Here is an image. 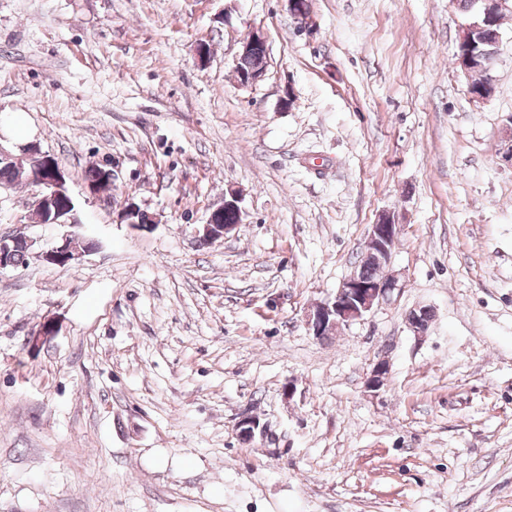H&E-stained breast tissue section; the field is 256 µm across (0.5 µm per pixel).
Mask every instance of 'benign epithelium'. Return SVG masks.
I'll return each instance as SVG.
<instances>
[{
  "label": "benign epithelium",
  "instance_id": "obj_1",
  "mask_svg": "<svg viewBox=\"0 0 512 512\" xmlns=\"http://www.w3.org/2000/svg\"><path fill=\"white\" fill-rule=\"evenodd\" d=\"M492 8L485 12V23H497L498 16L512 11V0H488ZM290 11L298 23V29L308 34L313 33L315 23L310 10L305 7L304 0H288ZM258 47H267L266 36L260 27L254 28L248 38L242 42L236 59L248 56ZM24 155L38 170H45L50 177L37 176L35 184L39 192L31 204L28 220L32 224L43 223V218L54 211L50 223L61 226H76L80 224L76 211L70 207L61 208L55 205L56 198L62 193L66 183L62 168L55 166L54 157L41 151L37 146L30 145L23 148ZM232 213L235 222H218L216 218ZM242 220V211L234 190H229L224 196V203L214 208L203 225L200 240L212 244L231 232L236 224ZM397 225L387 218L377 224L370 225L364 260L376 267L379 275L367 278L358 271H353L343 280L336 289L333 299L327 303L316 305L307 315V324L313 335L323 338L330 336L342 326L362 320L375 307L390 299L393 292L399 289L398 281L386 273L390 266L396 243L398 241ZM93 250L92 241H82L79 237L66 233L58 242L45 251L37 252L38 257L46 264L58 267H67L80 259L82 254ZM432 310L421 307L410 312L408 323L414 333L422 335L430 323ZM238 434L241 438L251 441L265 434V427L261 425L257 416L246 414L237 422Z\"/></svg>",
  "mask_w": 512,
  "mask_h": 512
}]
</instances>
